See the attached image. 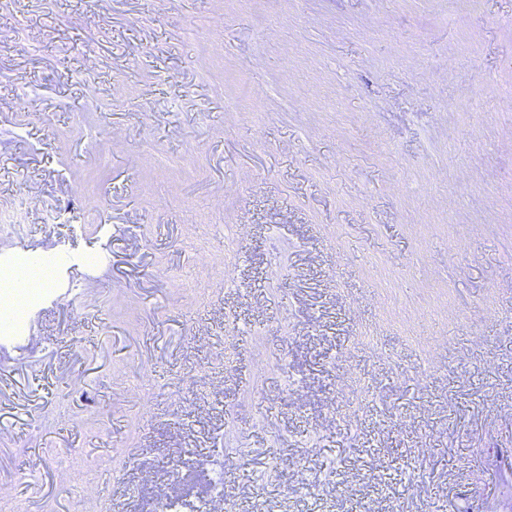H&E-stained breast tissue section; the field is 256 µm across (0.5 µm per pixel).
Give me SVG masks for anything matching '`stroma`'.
Masks as SVG:
<instances>
[{
  "mask_svg": "<svg viewBox=\"0 0 512 512\" xmlns=\"http://www.w3.org/2000/svg\"><path fill=\"white\" fill-rule=\"evenodd\" d=\"M0 241L107 251L0 356L16 512H512V0H0Z\"/></svg>",
  "mask_w": 512,
  "mask_h": 512,
  "instance_id": "35a3bbf8",
  "label": "stroma"
}]
</instances>
